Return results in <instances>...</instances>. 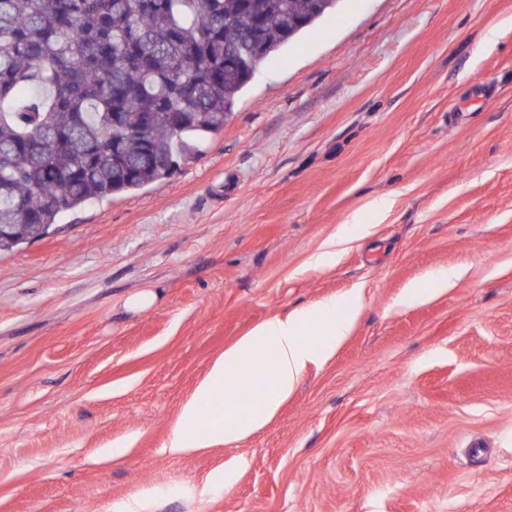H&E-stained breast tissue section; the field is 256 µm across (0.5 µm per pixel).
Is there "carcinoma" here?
Instances as JSON below:
<instances>
[{"label": "carcinoma", "mask_w": 512, "mask_h": 512, "mask_svg": "<svg viewBox=\"0 0 512 512\" xmlns=\"http://www.w3.org/2000/svg\"><path fill=\"white\" fill-rule=\"evenodd\" d=\"M340 2L0 0V253L64 213L170 178L224 130L255 70ZM264 392L260 378L227 389L248 407Z\"/></svg>", "instance_id": "carcinoma-1"}]
</instances>
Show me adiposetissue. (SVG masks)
I'll use <instances>...</instances> for the list:
<instances>
[{"instance_id":"ef3b65f1","label":"adipose tissue","mask_w":512,"mask_h":512,"mask_svg":"<svg viewBox=\"0 0 512 512\" xmlns=\"http://www.w3.org/2000/svg\"><path fill=\"white\" fill-rule=\"evenodd\" d=\"M362 305V294L355 289L342 299L257 325L213 363L207 378L183 406L169 448L192 451L233 443L261 428L293 392L307 366L327 360L349 336ZM314 325L320 328L317 338L301 340V333ZM253 376L263 377L267 386L260 408L241 410L229 399L225 402V421H201V409L215 403L219 391Z\"/></svg>"}]
</instances>
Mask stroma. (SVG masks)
Wrapping results in <instances>:
<instances>
[{
  "mask_svg": "<svg viewBox=\"0 0 512 512\" xmlns=\"http://www.w3.org/2000/svg\"><path fill=\"white\" fill-rule=\"evenodd\" d=\"M354 288L262 428L169 450L227 348ZM0 512H512V0H343L171 178L0 254ZM458 276L459 270L455 267L438 270L431 276L433 288H424L419 284H412L403 292L400 303L404 306H413L435 295L445 293L448 287L454 284Z\"/></svg>",
  "mask_w": 512,
  "mask_h": 512,
  "instance_id": "1",
  "label": "stroma"
}]
</instances>
